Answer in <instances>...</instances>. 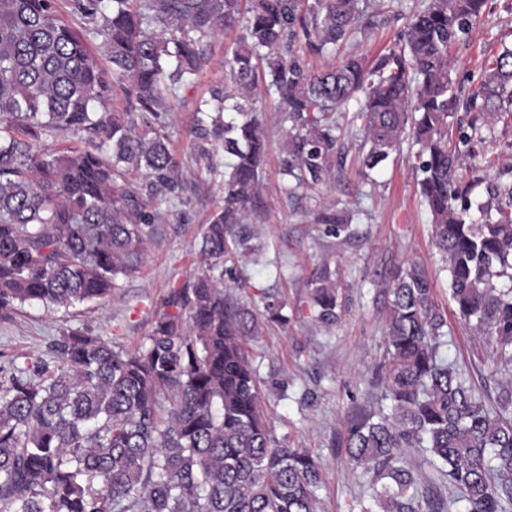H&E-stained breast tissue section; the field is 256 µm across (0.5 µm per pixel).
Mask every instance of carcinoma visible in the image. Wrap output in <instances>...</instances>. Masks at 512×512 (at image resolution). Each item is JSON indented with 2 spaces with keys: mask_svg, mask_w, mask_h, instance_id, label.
I'll return each mask as SVG.
<instances>
[{
  "mask_svg": "<svg viewBox=\"0 0 512 512\" xmlns=\"http://www.w3.org/2000/svg\"><path fill=\"white\" fill-rule=\"evenodd\" d=\"M70 0L91 27H73L59 0H0V313L32 302L54 310L103 306L138 273L160 206L183 204V161L166 117L186 78L224 45L228 82L195 104V164L231 159L224 197L201 233L204 269L154 307L146 341L127 349L70 330L46 356L0 357V512H317L321 463L269 427L245 338L285 324L286 298L260 289L263 311L229 302L224 264L256 252L248 215L263 207L266 135L258 89L287 124L280 172L315 190L341 168L347 147L336 112L356 104L359 163L373 170L407 137L448 272L456 312L495 360L512 367V181L490 184L471 220L461 160L484 139L448 140V113L493 122L512 112V49L466 95L450 57L481 20L487 0H425L371 66L348 54L315 72L293 53L363 35L373 0ZM101 38L112 68L87 35ZM122 95L123 112L108 111ZM71 134L84 145L51 149ZM335 237L343 209L316 217ZM312 318L332 326L342 303L329 272L312 281ZM448 322L424 267L408 261L387 292L381 399L349 423L346 448L369 476L357 512H512V379L494 403L440 349ZM430 456L435 477L412 458Z\"/></svg>",
  "mask_w": 512,
  "mask_h": 512,
  "instance_id": "carcinoma-1",
  "label": "carcinoma"
}]
</instances>
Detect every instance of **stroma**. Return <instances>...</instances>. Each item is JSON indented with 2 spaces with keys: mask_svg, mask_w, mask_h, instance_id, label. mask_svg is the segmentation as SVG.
Wrapping results in <instances>:
<instances>
[{
  "mask_svg": "<svg viewBox=\"0 0 512 512\" xmlns=\"http://www.w3.org/2000/svg\"><path fill=\"white\" fill-rule=\"evenodd\" d=\"M375 28L344 43L339 53L316 56L296 44L310 67L335 65L339 54L353 52L373 62L392 44L403 27L406 13L423 0H378ZM491 12L476 25L467 42L453 47L455 88L465 93L478 83L483 69L503 48H512V0H489ZM224 48L216 38L209 67L183 87L172 104L169 127L173 149L186 160L181 196L183 205L166 210L146 250L140 273L122 279L118 296L105 307L79 304L50 311L33 304L13 314H0V353L37 358L66 329L90 327L103 339L127 348L143 343L149 333L152 302L165 295L175 281L188 280L201 268L199 232L224 194L223 152H216V171L191 166V129L194 101L223 85L225 74L218 61ZM266 130L267 158L263 171L265 220L260 226L256 259L235 262L225 275L229 300L252 304L259 289L273 288L288 300L287 324L263 325L249 337L247 347L262 382L264 410L277 438L308 451L321 464L322 487L318 512H349L365 480L351 462L343 438L353 412L378 401L381 388L374 371L385 349V297L382 293L392 271L408 260L419 261L435 288V299L448 310V337L443 351L465 368L471 383L487 398L498 392L490 373L494 354L490 345L453 313L448 277L434 246L430 213L422 201L414 173L417 151L412 140L378 168L362 172L357 162L360 133L343 125L349 146L342 178L319 191L286 197L281 191L280 157L285 126L275 98L257 103ZM476 125L490 128L485 159H464L461 175L470 185L473 204L486 202V186L494 173L486 159L512 160V115L504 113L492 125L473 121L457 111L448 118V136ZM347 209L351 226L340 236L328 234L316 223L319 205ZM329 270L342 297V319L331 327L314 322L308 309L311 282Z\"/></svg>",
  "mask_w": 512,
  "mask_h": 512,
  "instance_id": "stroma-1",
  "label": "stroma"
}]
</instances>
